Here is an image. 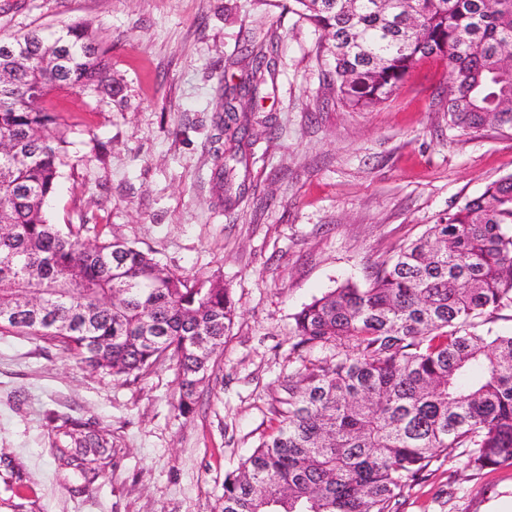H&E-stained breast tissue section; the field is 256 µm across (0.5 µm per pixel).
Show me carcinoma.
<instances>
[{"mask_svg":"<svg viewBox=\"0 0 512 512\" xmlns=\"http://www.w3.org/2000/svg\"><path fill=\"white\" fill-rule=\"evenodd\" d=\"M321 32L330 89L352 110L388 100L413 66L435 57L452 80L450 123L512 128V0H289ZM107 49L87 25L0 39V330L58 342L79 363L137 379L169 362L175 409L193 413L236 317L216 277H187L118 237L82 239L50 221L46 202L77 156L43 105L53 89L112 96ZM258 50L256 93L272 74ZM216 127L240 143L250 120L226 103ZM370 283L346 282L294 314L293 352L275 434L224 479L221 512H398L400 490L463 449L468 467L512 466V332L482 325L512 309V174L439 218ZM60 465L93 480L112 440L82 418L52 420Z\"/></svg>","mask_w":512,"mask_h":512,"instance_id":"carcinoma-1","label":"carcinoma"}]
</instances>
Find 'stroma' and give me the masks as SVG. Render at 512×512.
I'll use <instances>...</instances> for the list:
<instances>
[{"instance_id":"stroma-1","label":"stroma","mask_w":512,"mask_h":512,"mask_svg":"<svg viewBox=\"0 0 512 512\" xmlns=\"http://www.w3.org/2000/svg\"><path fill=\"white\" fill-rule=\"evenodd\" d=\"M288 0H0V37L82 23L109 48L115 98L52 90L77 165L58 181L53 223L152 251L187 276H216L237 316L216 373L179 416L163 364L137 380L86 369L51 343L0 332V512H220L224 477L275 430L301 366L293 316L512 174V128L448 121L449 75L420 61L385 103L331 97L321 35ZM273 46V81L237 101L253 136L230 190L216 179L215 117ZM96 422L112 463L85 483L55 460L56 417ZM400 512H512V468L439 459L404 488Z\"/></svg>"}]
</instances>
